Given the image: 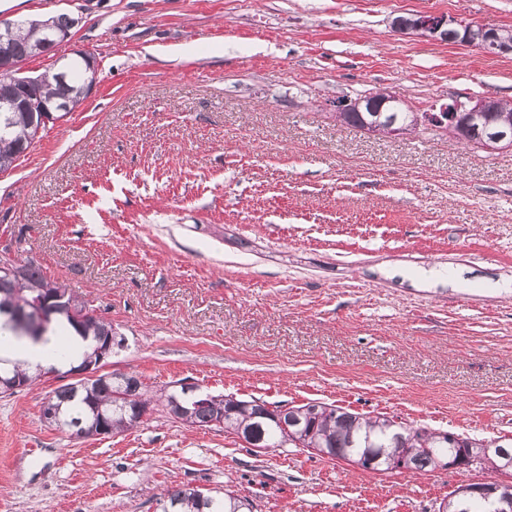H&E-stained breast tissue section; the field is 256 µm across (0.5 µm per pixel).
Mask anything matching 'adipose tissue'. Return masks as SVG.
I'll use <instances>...</instances> for the list:
<instances>
[{
  "label": "adipose tissue",
  "mask_w": 512,
  "mask_h": 512,
  "mask_svg": "<svg viewBox=\"0 0 512 512\" xmlns=\"http://www.w3.org/2000/svg\"><path fill=\"white\" fill-rule=\"evenodd\" d=\"M91 340L78 334L68 336L51 334L33 342L21 340L12 335L8 328H0V365L10 367L16 364L29 369L61 366L62 355H69L72 362H79L90 352Z\"/></svg>",
  "instance_id": "adipose-tissue-1"
}]
</instances>
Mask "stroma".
<instances>
[{"label": "stroma", "mask_w": 512, "mask_h": 512, "mask_svg": "<svg viewBox=\"0 0 512 512\" xmlns=\"http://www.w3.org/2000/svg\"><path fill=\"white\" fill-rule=\"evenodd\" d=\"M59 13L72 41L22 69L82 46L95 83L0 173V249L94 301L124 339L105 372L512 440V149L333 110L375 88L421 111L512 101V54L389 26L512 28V0H0ZM60 384L0 397V512H160L176 485L253 512H438L467 479L259 450L158 408L78 438L41 420ZM394 32L404 35H414L419 38L444 41L448 34V42L453 40V35L448 31H455L458 35L457 44L476 49L509 54L512 45L501 41L498 28L478 22H467L446 15L413 14L411 17H395L391 21Z\"/></svg>", "instance_id": "35a3bbf8"}]
</instances>
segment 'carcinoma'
<instances>
[{
    "mask_svg": "<svg viewBox=\"0 0 512 512\" xmlns=\"http://www.w3.org/2000/svg\"><path fill=\"white\" fill-rule=\"evenodd\" d=\"M40 39L34 20L18 19L10 48L17 62L37 56L35 46ZM92 78L89 63L75 57L69 63L37 75L34 84H3L0 80V96L23 99L64 98L75 109L85 98L84 88ZM344 122L366 128L374 117L368 112H344ZM45 127L42 113L18 109L0 112V172L8 170L24 153ZM45 288L63 289L61 301L56 304L48 326L33 334L28 332L31 321L24 317L33 313ZM75 308L82 319L71 315ZM0 318L13 335L19 338L40 339L55 331L63 323L72 327L79 335L92 337L96 345L105 336L112 334V323L97 315V306L89 299H81L66 285L50 282L41 269L32 262L20 264L15 259L0 257ZM50 369H41L31 374L13 366L0 367V378L17 379L27 387L32 386ZM157 402L163 411L170 412L173 403L181 405L185 414L179 423L189 426L212 427L224 410L225 397L212 395L205 399L202 394L182 386L180 389L163 391L154 399L141 380L135 375L113 378L107 374L95 380L81 379L56 388L41 414L50 410L54 414L51 426L72 429L74 423L91 425L105 419L111 432L129 430L140 422L142 412L152 402ZM241 408L224 418V431L235 435L249 436L257 448H277L288 444L284 430L269 416L267 402L241 400ZM291 418L295 425L291 431L298 437L300 445L317 449L325 455L355 463L372 471H381L392 456L409 452L411 471L434 472L438 461L448 458L461 448H477L482 440L457 433L433 432L426 428L399 427L384 416L367 417L350 412L342 407L324 404L314 412L311 403L291 407ZM161 512H246L247 507L233 492L204 493L198 489L175 486L163 494Z\"/></svg>",
    "mask_w": 512,
    "mask_h": 512,
    "instance_id": "1",
    "label": "carcinoma"
}]
</instances>
